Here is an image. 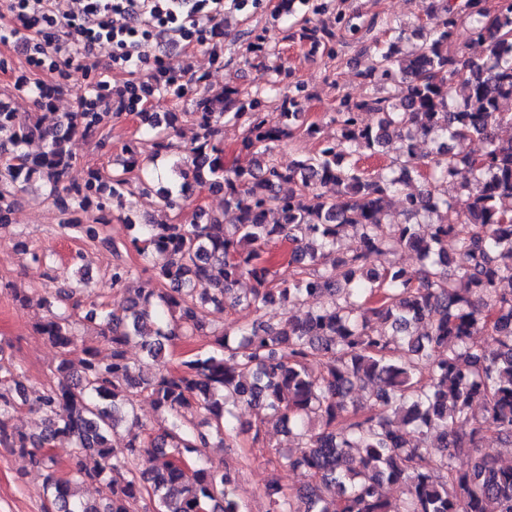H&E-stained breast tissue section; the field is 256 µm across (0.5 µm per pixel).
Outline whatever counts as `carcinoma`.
I'll list each match as a JSON object with an SVG mask.
<instances>
[{"instance_id": "1", "label": "carcinoma", "mask_w": 512, "mask_h": 512, "mask_svg": "<svg viewBox=\"0 0 512 512\" xmlns=\"http://www.w3.org/2000/svg\"><path fill=\"white\" fill-rule=\"evenodd\" d=\"M281 3L286 38L330 60L344 38L381 27L370 66L356 74L365 93L342 98L331 116L333 141L302 120L303 85L280 91L281 62L250 91L229 86L196 100L183 113L196 129L184 150L160 117L144 114L152 154L141 158L143 143L133 138L127 159L90 170L81 186L70 183L69 144L79 132L99 131L110 113L91 105L47 129L36 113L0 110V150L11 154L0 165V228L11 223L15 191L35 175L68 215L62 228L117 256L106 223L83 224L76 214L93 204L127 208L133 184L152 174L162 152L179 157L158 193L161 208L181 209L193 182L224 191L219 215L138 225L129 242L138 263H113V302H89L107 357L86 347L71 370L81 283L56 276L36 300L47 316L35 330L57 349L56 373L66 381L29 397L24 372L0 344V447L43 470L44 512H245L242 468L199 464L194 455L215 439L226 448L243 435L253 448L264 444L268 417L295 447L267 451L266 463L308 477L296 490L271 477L263 488L268 512H512V466L482 452L488 438L512 446V289L501 287L512 282V141L496 134L512 125V0H423L425 15L439 22L419 28L417 42L388 17L338 9L332 30L312 19L326 8L318 0ZM471 43L482 45L481 57L466 54ZM246 54L278 57L259 35ZM271 95L276 111L266 112ZM367 112L376 124L363 122ZM226 123L241 129L246 166L221 165ZM475 138L484 142L479 156L468 149ZM35 139L44 147L32 154L24 146ZM285 140L297 149L283 167L275 152ZM311 140L315 149L303 147ZM393 141L401 155L390 165L358 167L357 157L384 155ZM421 141L432 144L424 154ZM394 195L399 223L387 213ZM350 235L357 244L344 251ZM275 239L289 245L286 265L266 257ZM404 249L418 267L388 262ZM245 278L254 287L240 294ZM312 298L319 305L299 320L265 319L272 306L286 312ZM239 307L256 319L234 330L212 324L214 312ZM482 335L493 345L477 343ZM196 336L207 338L205 347L168 368L169 348ZM134 344L162 365L154 376L129 357ZM141 398L153 402L162 427L139 418ZM27 405L43 416L38 434L11 425ZM243 407L254 413L246 426L238 423ZM126 421L118 454L111 435ZM60 439L73 442L68 478L51 454ZM159 454L167 457L161 469L152 465ZM460 456L464 469L454 463ZM76 482H103L109 496L76 500ZM387 485L403 486L405 496L390 501Z\"/></svg>"}]
</instances>
